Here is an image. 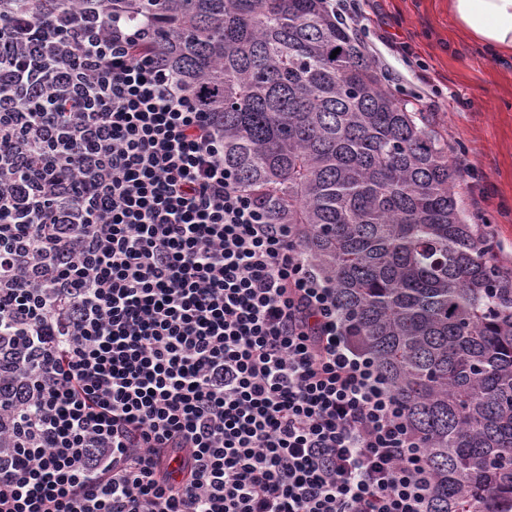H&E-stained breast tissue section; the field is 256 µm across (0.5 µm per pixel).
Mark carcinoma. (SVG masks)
Masks as SVG:
<instances>
[{
  "instance_id": "1",
  "label": "carcinoma",
  "mask_w": 512,
  "mask_h": 512,
  "mask_svg": "<svg viewBox=\"0 0 512 512\" xmlns=\"http://www.w3.org/2000/svg\"><path fill=\"white\" fill-rule=\"evenodd\" d=\"M70 0H0L38 17ZM149 19L224 136V165L299 224L355 336L406 406L427 512H512V267L455 200L448 145L327 0H96ZM339 54L332 55V51Z\"/></svg>"
}]
</instances>
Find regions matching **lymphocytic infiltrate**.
Masks as SVG:
<instances>
[{"label": "lymphocytic infiltrate", "mask_w": 512, "mask_h": 512, "mask_svg": "<svg viewBox=\"0 0 512 512\" xmlns=\"http://www.w3.org/2000/svg\"><path fill=\"white\" fill-rule=\"evenodd\" d=\"M0 26V512H426L401 401L148 22Z\"/></svg>", "instance_id": "obj_1"}]
</instances>
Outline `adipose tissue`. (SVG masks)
Masks as SVG:
<instances>
[{
	"instance_id": "obj_1",
	"label": "adipose tissue",
	"mask_w": 512,
	"mask_h": 512,
	"mask_svg": "<svg viewBox=\"0 0 512 512\" xmlns=\"http://www.w3.org/2000/svg\"><path fill=\"white\" fill-rule=\"evenodd\" d=\"M456 24L493 56L512 53V0H448Z\"/></svg>"
}]
</instances>
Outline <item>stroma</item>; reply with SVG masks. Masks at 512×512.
Segmentation results:
<instances>
[{"label":"stroma","mask_w":512,"mask_h":512,"mask_svg":"<svg viewBox=\"0 0 512 512\" xmlns=\"http://www.w3.org/2000/svg\"><path fill=\"white\" fill-rule=\"evenodd\" d=\"M351 34L400 97L448 142L464 220L488 225L512 255V56H489L453 21L448 0H353Z\"/></svg>","instance_id":"35a3bbf8"}]
</instances>
